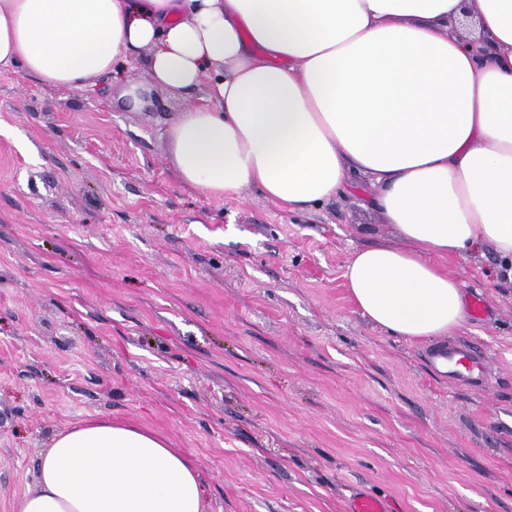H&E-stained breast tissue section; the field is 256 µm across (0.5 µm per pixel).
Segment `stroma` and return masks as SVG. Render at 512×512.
I'll list each match as a JSON object with an SVG mask.
<instances>
[{"label":"stroma","instance_id":"1","mask_svg":"<svg viewBox=\"0 0 512 512\" xmlns=\"http://www.w3.org/2000/svg\"><path fill=\"white\" fill-rule=\"evenodd\" d=\"M142 53L94 88L0 66V512L37 489L58 432L100 416L165 437L208 512H512V281L491 250L445 259L481 298L450 340L497 379L438 380L430 344L373 326L343 278L356 250L402 245L345 194L288 210L255 188L183 186L164 131L206 88L153 90ZM348 512H391L387 500L368 493H358L348 502Z\"/></svg>","mask_w":512,"mask_h":512}]
</instances>
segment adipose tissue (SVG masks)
<instances>
[{"instance_id":"obj_1","label":"adipose tissue","mask_w":512,"mask_h":512,"mask_svg":"<svg viewBox=\"0 0 512 512\" xmlns=\"http://www.w3.org/2000/svg\"><path fill=\"white\" fill-rule=\"evenodd\" d=\"M138 50L152 86L209 87L165 131L183 185L296 210L370 179L404 241L346 263L373 325L448 335L464 292L439 259L512 262V0H0V65L48 85H95ZM37 485L17 512H207L192 459L107 417L58 433Z\"/></svg>"}]
</instances>
